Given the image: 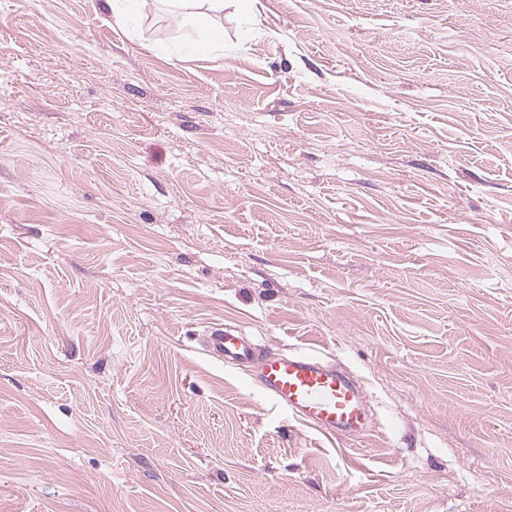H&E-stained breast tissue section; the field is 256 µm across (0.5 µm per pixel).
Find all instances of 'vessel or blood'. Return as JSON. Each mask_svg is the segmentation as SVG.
Returning a JSON list of instances; mask_svg holds the SVG:
<instances>
[{
    "mask_svg": "<svg viewBox=\"0 0 512 512\" xmlns=\"http://www.w3.org/2000/svg\"><path fill=\"white\" fill-rule=\"evenodd\" d=\"M206 351L244 371L259 392L288 415L329 436L360 438L371 427L366 396L350 375L325 364L320 355L260 356L233 326L208 331Z\"/></svg>",
    "mask_w": 512,
    "mask_h": 512,
    "instance_id": "b4317fda",
    "label": "vessel or blood"
}]
</instances>
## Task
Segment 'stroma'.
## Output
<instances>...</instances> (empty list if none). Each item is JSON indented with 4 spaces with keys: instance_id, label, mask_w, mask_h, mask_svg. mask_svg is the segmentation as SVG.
<instances>
[{
    "instance_id": "stroma-1",
    "label": "stroma",
    "mask_w": 512,
    "mask_h": 512,
    "mask_svg": "<svg viewBox=\"0 0 512 512\" xmlns=\"http://www.w3.org/2000/svg\"><path fill=\"white\" fill-rule=\"evenodd\" d=\"M158 4L0 0V512H512V0ZM194 19L192 30L195 33L193 41L194 46L204 53H206L210 47L211 42V13L208 11L196 10L193 12ZM206 351L225 366L244 371L275 405L329 436L360 438L371 427L366 396L350 375L328 366L318 354L260 356L233 326L212 328Z\"/></svg>"
}]
</instances>
